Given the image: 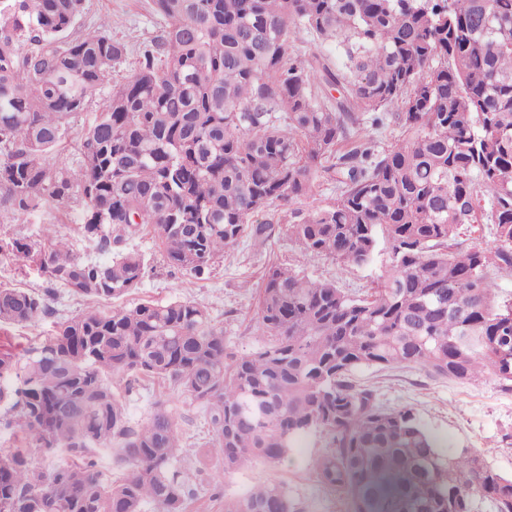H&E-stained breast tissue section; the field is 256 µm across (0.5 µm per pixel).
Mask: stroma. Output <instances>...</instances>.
I'll return each mask as SVG.
<instances>
[{"mask_svg": "<svg viewBox=\"0 0 512 512\" xmlns=\"http://www.w3.org/2000/svg\"><path fill=\"white\" fill-rule=\"evenodd\" d=\"M108 20V32L128 46V53L112 70L113 79H121L133 70L139 53L158 33L162 21L152 10L151 0H85L77 27L86 29ZM112 91L104 85L88 101L82 112L68 120L66 140L49 157L50 164L72 169L80 164L77 143L85 128L93 122ZM336 191L331 182L319 180L312 193L290 205L269 209L254 216L257 224L272 223L273 238L263 243L245 238L225 251L217 260L207 280L199 281L170 268L156 252L151 237L133 239L134 248L150 261L151 271L139 288L126 295L125 303L143 301L166 303L189 299L204 307L224 330V344L235 355H246L267 340L255 318V299L265 268L282 263L317 280L336 282L351 294H361L385 269L386 254H379L365 267H342L326 257H311L291 237L295 212L308 213L332 206ZM85 204L73 199L65 208L47 205L34 215L0 207V238L38 239L43 225H56L69 238L75 255L82 259L106 261V254L77 234V220ZM106 300H83L58 291L53 303L55 313L37 323L12 329L0 336V346L22 352L37 336L49 331L57 320L74 317L94 307H106ZM356 384L372 388L378 401L389 408H412L424 426L442 441L447 453L468 449L483 454L486 462L499 473L512 475V391H503L494 376L478 381L432 377L417 367L382 369L362 366L353 375ZM167 400L187 439L188 449H195L209 439L208 424L198 405L173 391L168 385L138 380L125 394L132 419L145 418L156 400ZM328 450L326 435L316 433L304 438L279 463L259 460L225 474L222 488H215L212 477L221 468L219 454H211L208 468L200 472L187 512H224L225 498L245 493L259 483H279L299 502L305 512H350L345 494L322 484L314 469L317 459Z\"/></svg>", "mask_w": 512, "mask_h": 512, "instance_id": "35a3bbf8", "label": "stroma"}]
</instances>
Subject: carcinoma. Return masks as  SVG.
I'll return each instance as SVG.
<instances>
[{"label":"carcinoma","mask_w":512,"mask_h":512,"mask_svg":"<svg viewBox=\"0 0 512 512\" xmlns=\"http://www.w3.org/2000/svg\"><path fill=\"white\" fill-rule=\"evenodd\" d=\"M163 19L138 66L78 142L79 167L45 160L127 54L108 21L75 30L84 0H0V205L26 214L86 202L78 234L106 262L82 260L46 224L37 240L0 238V262L34 264L69 295L119 299L139 288L151 230L167 264L196 279L224 250L271 224L251 218L308 195L320 177L336 203L290 233L311 257L384 274L361 295L270 265L255 302L268 340L226 353L224 329L188 299L112 304L57 323L21 355L0 350V512H187L165 401L131 422L113 380L167 382L197 401L224 472L276 463L312 432L331 451L320 481L351 512H512V477L474 452L445 456L410 408L388 409L350 376L415 366L485 374L512 391V302L490 261L512 268V0H152ZM334 41L343 61L306 62L291 37ZM340 88L331 99L314 86ZM387 115L405 139L375 153L367 124ZM489 197L486 216L480 200ZM494 224L493 253L457 239ZM51 291L0 285V332L54 313ZM65 452L49 470L30 449ZM108 454L123 470L98 468ZM224 512H301L281 484L224 499Z\"/></svg>","instance_id":"cac0c4a2"}]
</instances>
